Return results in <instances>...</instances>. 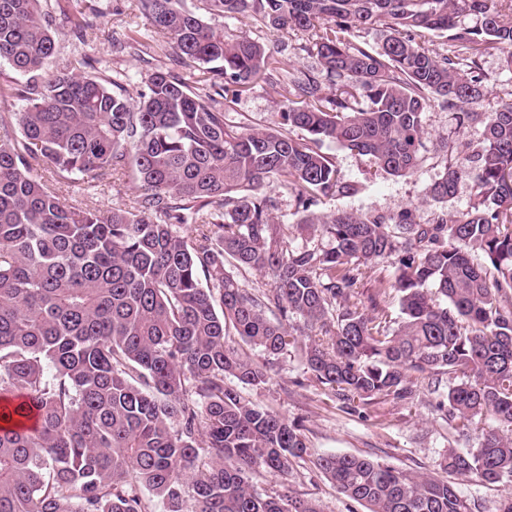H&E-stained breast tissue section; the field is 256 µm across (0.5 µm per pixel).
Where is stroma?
I'll list each match as a JSON object with an SVG mask.
<instances>
[{
	"instance_id": "obj_1",
	"label": "stroma",
	"mask_w": 512,
	"mask_h": 512,
	"mask_svg": "<svg viewBox=\"0 0 512 512\" xmlns=\"http://www.w3.org/2000/svg\"><path fill=\"white\" fill-rule=\"evenodd\" d=\"M84 4L85 0H47L54 19L58 58H68L74 48H81L83 53L99 60L101 67L122 74L123 89L133 98L155 66L175 68L169 45L152 33L148 20L139 11L138 0H100L103 14L95 20V37L85 45H77L72 27ZM182 5L207 23L223 27L227 36L243 33L268 48H282L283 58L295 67L312 70L317 66L315 54L305 49L307 33L291 29L274 32L251 18H222L209 13L204 0H182ZM129 37L142 38V51L118 49V42ZM482 67L488 90L484 96L474 99L469 108L474 112H492L499 103L512 100V69L496 51L484 56ZM281 108L279 88L259 80L225 101L224 116L234 125L267 128L277 125ZM423 122L426 129L423 159L413 173L402 177L380 169L371 157L324 143L323 152L335 163L341 177L357 183L358 191L349 197L322 199L315 207L316 212L348 210L389 215L410 205L416 209L417 223H430L437 207L425 202L424 193L441 172L436 157L438 146L452 139L476 148L483 140V128L475 125L457 131L447 107L438 100L431 102ZM58 193L63 199L78 200L88 207L107 211L130 203L138 188L129 171L118 170L97 184L89 177L76 176L75 180L59 185ZM243 393L254 404L277 411L301 425L308 447L316 454H352L386 462L404 472L438 476L448 449L463 450L470 446L469 441L449 426L443 413L436 411L437 395L424 389L408 403L380 401L361 413L342 408L321 387L308 382L299 353L293 348L270 361L265 385L258 389L244 388ZM252 482L261 493L289 487L293 495L316 500L322 512H365L363 506L345 498L307 461L295 464L288 482H280L278 477L262 469L254 473Z\"/></svg>"
}]
</instances>
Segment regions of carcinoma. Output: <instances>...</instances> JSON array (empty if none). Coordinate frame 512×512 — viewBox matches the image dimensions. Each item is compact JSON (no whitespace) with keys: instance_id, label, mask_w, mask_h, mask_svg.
I'll return each instance as SVG.
<instances>
[{"instance_id":"obj_1","label":"carcinoma","mask_w":512,"mask_h":512,"mask_svg":"<svg viewBox=\"0 0 512 512\" xmlns=\"http://www.w3.org/2000/svg\"><path fill=\"white\" fill-rule=\"evenodd\" d=\"M42 2L0 0V59L26 77L0 85L24 102L15 124L0 118V512H154L146 491L164 512L189 500L193 512H321L252 485L255 469L286 478L310 452L301 426L225 383L268 376L228 343L231 328L268 358L299 345L312 380L355 411L420 386L441 392L435 409L477 436L448 450L445 473L511 482L512 102L490 114L467 105L486 91L487 53L512 68V3L205 0L222 16L311 32L319 69L303 71L179 0H139L178 63L220 81L197 88L159 66L134 100L120 78L85 72L84 54L53 70ZM374 25L388 29L379 48L346 41ZM429 31L447 33L448 53L423 46ZM261 78L284 91L278 128L227 123V95ZM326 81L345 90L329 98ZM434 99L458 131L482 124L483 142L443 144L425 201L442 206L469 181L470 210L425 225L411 206L311 212L358 190L321 143L405 176ZM127 166L140 194L105 212L62 200L38 174L104 181ZM274 183L297 201L294 227L272 216ZM384 260L391 280L362 291ZM232 267L270 288L243 287ZM311 462L366 512H474L446 479L348 454Z\"/></svg>"}]
</instances>
